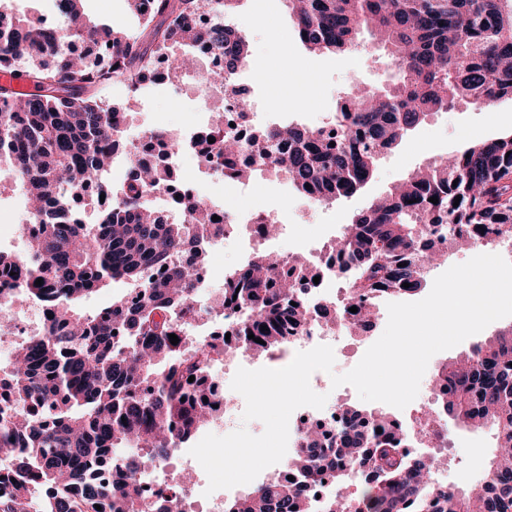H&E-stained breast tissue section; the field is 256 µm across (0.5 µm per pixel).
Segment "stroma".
<instances>
[{
    "mask_svg": "<svg viewBox=\"0 0 512 512\" xmlns=\"http://www.w3.org/2000/svg\"><path fill=\"white\" fill-rule=\"evenodd\" d=\"M232 20L250 43L245 70L257 88L252 106L258 113L273 108L298 124L317 126L329 121L340 98L355 85L383 88L392 78L388 60L367 37L358 48L343 54L309 53L297 41L284 0H240ZM511 131L512 99L508 97L490 109L459 104L430 114L380 157L371 180L360 192L329 205L309 201L288 178L271 171L256 176L242 192L229 183L210 185L208 191L223 197L227 208L245 213L264 211L292 224V234L277 247L288 255L296 252L309 227L343 230L354 213L418 167L462 146ZM448 432L451 444L437 476L459 488L480 484L495 451L493 432L453 423Z\"/></svg>",
    "mask_w": 512,
    "mask_h": 512,
    "instance_id": "35a3bbf8",
    "label": "stroma"
}]
</instances>
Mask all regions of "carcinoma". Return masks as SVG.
I'll use <instances>...</instances> for the list:
<instances>
[{
	"label": "carcinoma",
	"mask_w": 512,
	"mask_h": 512,
	"mask_svg": "<svg viewBox=\"0 0 512 512\" xmlns=\"http://www.w3.org/2000/svg\"><path fill=\"white\" fill-rule=\"evenodd\" d=\"M206 1L218 20L202 33L195 17ZM238 2L154 0L151 17L133 32L91 23L81 0H56L64 24L52 28L0 10V67L24 64L34 86L18 94L0 85V165L19 177L33 214L71 211L112 153L125 151L123 132L112 127V113L125 106L109 102L105 90L140 79L173 30L186 44L203 37L224 49L227 72L244 64L247 37L226 24ZM284 2L309 52H347L366 32L388 50L395 79L384 90L345 95L333 118L314 127L277 125L246 142L214 123L208 148L224 154L227 180L250 176L239 162L250 154L318 203L348 198L369 182L380 155L428 115L512 97V0ZM76 40L112 43L110 68L93 70L67 53ZM176 176L167 163L134 165L97 223L50 221L24 254L0 252V268L13 273L19 293L45 303L51 315L15 350L12 366L0 368L12 396L0 404V478L13 482L0 512H93L104 500L110 512H143L134 478L143 458L166 461L218 417V401L197 380L225 346L200 342L183 351L169 335L178 334L174 315L194 316L195 271L206 263L207 243L226 232L208 223L200 196L185 202L186 219L159 212L154 191ZM433 196L438 203L428 201ZM449 224L512 225V134L433 160L355 213L328 245L336 276L368 301L414 292L440 256L434 237ZM156 266L166 275L151 277ZM314 277L301 257L256 252L225 278L224 298L210 313L243 309L238 335L262 339L255 347L272 353L286 331L306 329L305 312L291 302L298 284ZM113 281L138 297L113 299L104 317L77 309L78 300ZM435 380L448 383L439 412L495 431L498 450L480 484L435 496L429 468L406 458L395 435L376 432L368 412L353 406L330 447L310 436L286 466L310 475L328 470L335 487L362 484L361 499L353 503L336 490L317 498L272 477L225 512H512V326L452 359ZM114 456L126 459L125 469L106 484L99 469Z\"/></svg>",
	"instance_id": "carcinoma-1"
}]
</instances>
